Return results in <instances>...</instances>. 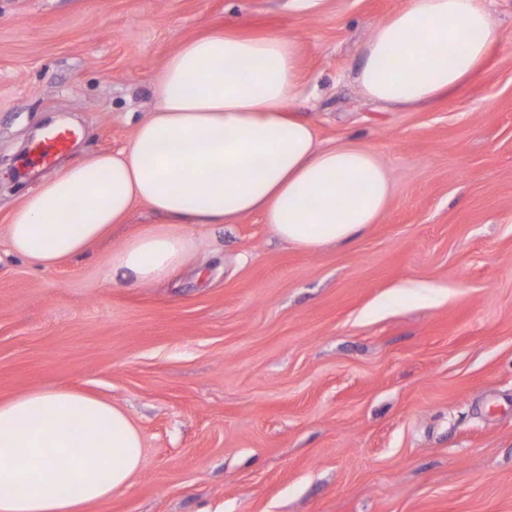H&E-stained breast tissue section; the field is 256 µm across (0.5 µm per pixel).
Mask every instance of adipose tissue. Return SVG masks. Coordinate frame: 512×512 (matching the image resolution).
<instances>
[{
    "label": "adipose tissue",
    "mask_w": 512,
    "mask_h": 512,
    "mask_svg": "<svg viewBox=\"0 0 512 512\" xmlns=\"http://www.w3.org/2000/svg\"><path fill=\"white\" fill-rule=\"evenodd\" d=\"M503 40L486 0H404L374 24L356 82L371 100L417 109L458 91ZM153 92L127 149L71 164L24 196L7 224L12 254L52 269L143 205L161 223L107 266L147 286L190 260L203 225L260 213L281 241L317 252L353 240L391 200L373 148L319 146L294 115L304 85L293 38L227 28L190 39ZM141 448L131 417L90 395L47 386L0 401V512H85L131 485Z\"/></svg>",
    "instance_id": "1"
}]
</instances>
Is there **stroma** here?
Returning a JSON list of instances; mask_svg holds the SVG:
<instances>
[{"mask_svg":"<svg viewBox=\"0 0 512 512\" xmlns=\"http://www.w3.org/2000/svg\"><path fill=\"white\" fill-rule=\"evenodd\" d=\"M402 0H0V401L62 384L130 413L132 485L86 512H512V0L506 37L457 94L364 98L372 26ZM296 39L319 142L371 146L392 198L319 252L262 215L208 224L189 264L112 278L127 223L55 269L9 254L42 180L129 146L184 41L224 26ZM58 125L48 168L24 158Z\"/></svg>","mask_w":512,"mask_h":512,"instance_id":"obj_1","label":"stroma"}]
</instances>
